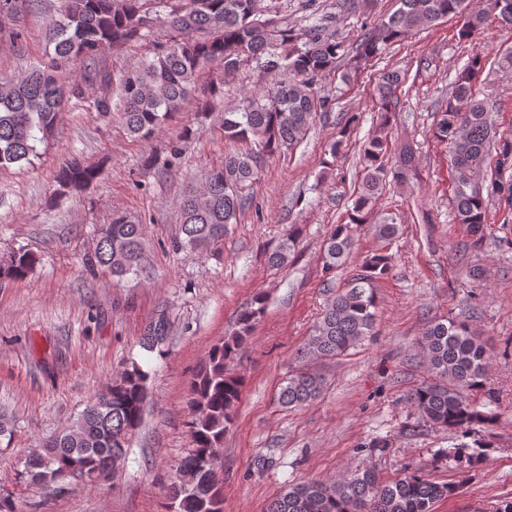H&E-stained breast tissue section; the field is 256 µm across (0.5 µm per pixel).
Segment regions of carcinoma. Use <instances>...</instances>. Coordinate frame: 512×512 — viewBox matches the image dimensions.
<instances>
[{
  "label": "carcinoma",
  "mask_w": 512,
  "mask_h": 512,
  "mask_svg": "<svg viewBox=\"0 0 512 512\" xmlns=\"http://www.w3.org/2000/svg\"><path fill=\"white\" fill-rule=\"evenodd\" d=\"M463 3L399 0L400 7L359 40L345 77L357 76L383 46L448 18H459L461 40L471 37L489 15L512 27V0H472L467 12ZM59 14L46 30L47 44L53 47L47 64L18 76L0 75V167L31 162L37 156L36 142L51 134L62 107L83 99L89 84L97 85L98 95L92 102L97 112L119 113L129 133L146 140L188 101L198 99L207 108L224 98V76L251 62L273 78L271 87L246 94L236 106L224 110V137L249 141L255 149L225 156L223 163L204 172L202 187L186 189L179 202L184 235L179 246L191 249L222 242L228 227L238 222L263 158L301 142L316 113L329 111L330 99L318 96L314 85L319 77L336 70L345 53L342 41L323 34L322 22L300 32L288 29L277 18L262 16L257 0H60ZM159 21L171 30L169 44L154 49L152 56L117 80L99 66L101 50L137 44ZM3 33L12 41L23 35L16 0H0ZM76 61L84 66L77 79L69 76ZM216 61L223 67L218 74L209 70ZM486 63L482 53L471 55L456 73L451 95L433 125L435 138L448 144L455 220L478 240L485 236L488 205L475 190L476 183L489 182L498 201L512 211V134L497 132L487 102L474 92V82ZM405 82V74L392 69L377 83L378 131L360 149L363 177L348 222L334 225L325 240L322 269L327 274L348 258L354 245L352 225L368 223L387 180L402 179L414 167L408 146L401 149L396 170L384 163L390 148L388 127ZM100 176L101 169L73 157L57 168L55 193L82 191ZM298 237L297 228L290 227L287 237L268 253V265L285 266ZM142 255V225L116 216L101 229L84 264L107 268L121 279L139 271ZM35 263L36 257L21 248L0 263V279H22ZM390 269L391 258L376 253L363 262L348 287L330 290L302 356L338 358L370 334L375 283ZM264 309V298L258 294L240 313L231 336L210 350L191 382L187 425L193 448L172 476L166 512H224L219 461L224 433L243 388V378L230 372L229 365L248 344ZM167 333L168 321L161 313L149 325L144 347L156 349ZM420 347L436 381L415 389L409 399L428 422L459 433V442L435 453L432 462L476 467L489 444L477 439L468 443L465 438L471 426L494 422V398L489 394L477 405L464 393L484 387L486 346L466 322L452 321L429 325ZM147 380L148 373L131 363L86 405L71 427L28 451L24 478L38 483L45 472L56 473L60 478L45 488L59 494L67 480L63 468L73 461L87 466L89 472H113L125 459L128 440L141 424ZM323 386L320 374L301 370L280 388L278 401L284 407L305 406L320 396ZM453 492V485L428 478L420 468L388 483L380 482L371 469H358L330 483L310 480L288 485L269 502L266 512H434L435 504Z\"/></svg>",
  "instance_id": "cac0c4a2"
}]
</instances>
